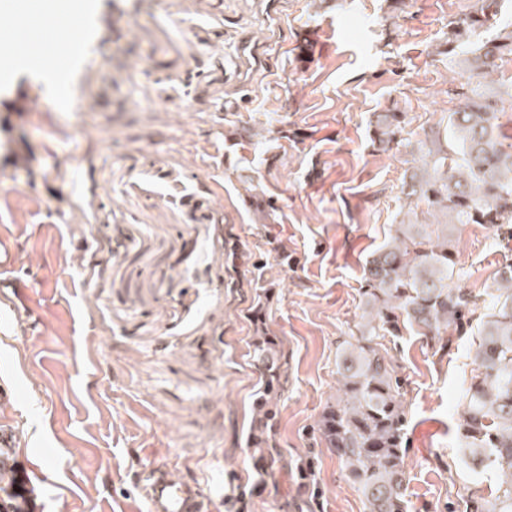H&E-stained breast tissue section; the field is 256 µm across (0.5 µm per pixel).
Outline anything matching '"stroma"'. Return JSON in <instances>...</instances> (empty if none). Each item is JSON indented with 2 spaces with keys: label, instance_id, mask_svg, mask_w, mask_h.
Segmentation results:
<instances>
[{
  "label": "stroma",
  "instance_id": "1",
  "mask_svg": "<svg viewBox=\"0 0 512 512\" xmlns=\"http://www.w3.org/2000/svg\"><path fill=\"white\" fill-rule=\"evenodd\" d=\"M64 3L92 34L78 63L0 58V426L37 512H149L148 467L212 512H365L317 423L412 153L455 108L448 20L476 0ZM455 239L461 286L493 292L512 250L481 224ZM479 329L394 349L409 512L495 480L458 461ZM264 335L288 383L259 451ZM404 124L403 112H383L377 118L373 131V141L378 143L381 149L387 150L398 143L397 134Z\"/></svg>",
  "mask_w": 512,
  "mask_h": 512
}]
</instances>
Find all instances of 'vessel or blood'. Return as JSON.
<instances>
[{
	"instance_id": "b4317fda",
	"label": "vessel or blood",
	"mask_w": 512,
	"mask_h": 512,
	"mask_svg": "<svg viewBox=\"0 0 512 512\" xmlns=\"http://www.w3.org/2000/svg\"><path fill=\"white\" fill-rule=\"evenodd\" d=\"M77 31V25L61 18L22 39L0 44V54L27 58L39 53L43 42L49 38L72 48L80 43ZM139 487L149 512H203L204 499L197 484L178 482L166 472L146 469L139 476Z\"/></svg>"
}]
</instances>
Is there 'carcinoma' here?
I'll return each mask as SVG.
<instances>
[{"label":"carcinoma","instance_id":"cac0c4a2","mask_svg":"<svg viewBox=\"0 0 512 512\" xmlns=\"http://www.w3.org/2000/svg\"><path fill=\"white\" fill-rule=\"evenodd\" d=\"M499 0H478L472 11L448 21L443 53L460 67L462 82L448 90L457 100L448 131H432L419 141L423 163L412 168L402 193L444 223L400 221L391 240L366 263L359 335L341 343L337 356L338 389L317 432L336 452L348 480L362 495L366 512H408L405 486L407 411L400 367L389 343L414 333L430 340L463 333L479 305L472 292L454 282L455 240L449 229L483 224L499 238L512 240V143L499 133L500 98L487 78L512 60V25L479 43L474 38L496 23ZM404 113L383 112L373 141L384 149L398 143ZM492 303L483 305L476 374L467 389L459 424V460L473 475L497 471L491 499L465 500V512H512V263L499 269ZM267 372L262 417L254 445L262 448L272 408L283 391L284 362L274 338L258 344ZM13 431L0 428V512H34V491L15 449Z\"/></svg>","mask_w":512,"mask_h":512}]
</instances>
